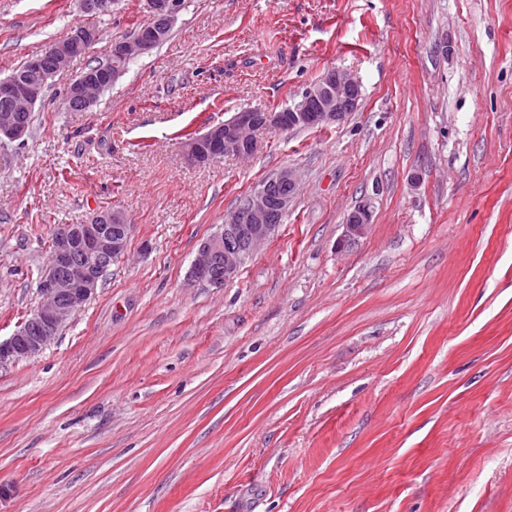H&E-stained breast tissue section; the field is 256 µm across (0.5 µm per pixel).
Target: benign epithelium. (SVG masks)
<instances>
[{
    "mask_svg": "<svg viewBox=\"0 0 512 512\" xmlns=\"http://www.w3.org/2000/svg\"><path fill=\"white\" fill-rule=\"evenodd\" d=\"M144 2L160 29L149 25L136 30L130 38L112 42L107 52V68L114 83L123 71L112 67L110 58L149 53L159 38V30L172 28L183 10V0ZM98 40L97 30L80 26L30 57L27 68L41 77L38 86L22 83L15 77L0 80V101L8 106L0 113V139L16 141L27 135V127L18 121L13 110L32 109L49 81L75 54L92 52ZM101 93L99 87L94 91L88 89L80 76L69 86L67 107L87 112ZM360 97L359 81L344 70L333 69L323 76L322 83L306 90L301 102L288 111L246 108L187 141L185 150L190 160L199 164L214 162L223 154L245 158L253 153L255 130L268 125L289 131L340 123L357 110ZM296 185L295 171L284 169L246 195L228 223L219 225L201 244L188 280L206 282L216 288L233 280L276 232L294 202ZM370 223L368 208L363 206L352 211L345 224V241L362 237ZM130 232L131 225L114 209L101 211L84 224H65L56 232L49 264L39 282L40 302L26 325L7 341H0V363L35 355L57 335L65 322L95 294L109 261L124 254Z\"/></svg>",
    "mask_w": 512,
    "mask_h": 512,
    "instance_id": "7a95c632",
    "label": "benign epithelium"
}]
</instances>
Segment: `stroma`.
<instances>
[{"mask_svg": "<svg viewBox=\"0 0 512 512\" xmlns=\"http://www.w3.org/2000/svg\"><path fill=\"white\" fill-rule=\"evenodd\" d=\"M150 21L143 0H0V79L77 26L100 58ZM87 63L0 140V340L61 225L111 208L132 232L55 338L0 364V512H512V0H188L69 111ZM334 68L361 84L347 121L187 158L184 132ZM284 168L275 235L224 287L188 283ZM86 85L82 75L70 84L66 98L68 108H80L83 112L93 108L103 89L96 87V90L92 91ZM371 217L370 210L365 206L352 211L346 220L344 241H356L362 237L366 232L368 224L371 223Z\"/></svg>", "mask_w": 512, "mask_h": 512, "instance_id": "1", "label": "stroma"}]
</instances>
